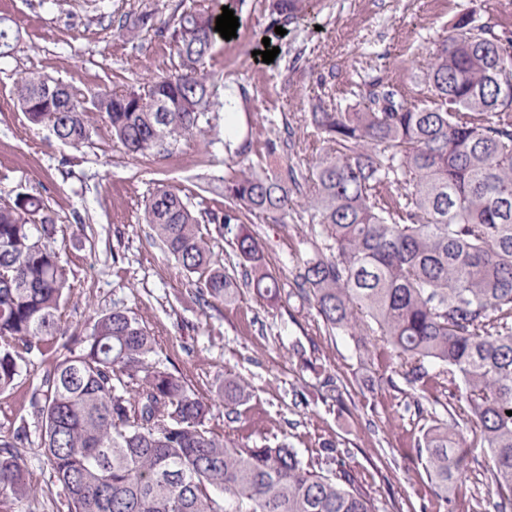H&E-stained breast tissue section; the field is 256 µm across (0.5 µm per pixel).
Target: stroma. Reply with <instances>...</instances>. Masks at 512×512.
<instances>
[{
	"label": "stroma",
	"mask_w": 512,
	"mask_h": 512,
	"mask_svg": "<svg viewBox=\"0 0 512 512\" xmlns=\"http://www.w3.org/2000/svg\"><path fill=\"white\" fill-rule=\"evenodd\" d=\"M178 0H0L20 40L0 59V201L17 193L42 199L56 224L55 246L71 286L65 321L84 329L96 313L120 305L142 319L173 372L211 402V425L250 443L278 438L304 458L323 441L336 443L379 512H494L499 497L484 471L488 452L468 447L469 468L454 503H446L415 447L423 429L445 423L456 402L441 389L429 396L407 385L398 359L367 355L341 333L325 332L313 303L294 297L296 275L311 250L309 227L297 220L258 219L250 230L288 298L271 303L239 288L231 302L205 307L194 287L142 219L141 203L157 182L189 198L195 208L222 213L213 189L224 166L236 162L222 141L286 142L289 162L318 144L308 127L321 86L339 90L342 106L365 104L351 93L364 76L417 100V83L436 43L452 35L463 12L497 22L512 36V10L490 0H330L328 8L276 40L272 63L255 60L267 24L263 0H248L234 38L217 39L206 68L238 91L234 113L216 107L206 138L183 139L149 161L124 154L108 123L95 118L80 148L56 140L18 111L14 83L36 71L80 89L85 96L122 86L141 89L171 73L175 50L149 31L136 42L115 20L144 6L168 18ZM340 379L331 396L327 379ZM244 382L249 401L236 422L224 416L225 380ZM28 376L0 394V438L30 419Z\"/></svg>",
	"instance_id": "obj_1"
}]
</instances>
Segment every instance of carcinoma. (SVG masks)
Returning <instances> with one entry per match:
<instances>
[{
    "mask_svg": "<svg viewBox=\"0 0 512 512\" xmlns=\"http://www.w3.org/2000/svg\"><path fill=\"white\" fill-rule=\"evenodd\" d=\"M267 31L297 26L324 0H265ZM247 0H180L168 19L144 8L125 15L129 42L156 31L176 51L174 72L142 90L92 100L30 72L15 84L28 121L78 148L92 116L103 117L125 153L150 158L205 133L219 86L206 70L222 7ZM437 43L415 103L364 83L369 104L319 99L310 124L323 147L299 165L281 162L272 139L257 161L224 169V214H202L165 184L144 198L143 216L195 286L196 301H228L239 284L266 300L283 283L249 233V216L285 222L294 194L312 188L297 219L309 218L312 252L296 296L314 302L324 327L357 338L364 326L401 359L406 382L450 385L460 413L416 441L432 481L452 502L463 484L459 454L470 424L489 450L488 480L512 509V39L470 12ZM19 32L0 17V58ZM232 236L242 282L224 270L202 221ZM56 227L38 197L0 204V394L34 359L55 356L29 400L43 448L40 480L23 449L29 426L0 439V512H21L57 487L56 512H377L362 484L322 443L336 469L284 442L251 445L210 425V403L156 357L146 325L119 305L93 317L86 335L62 326L70 290L54 246ZM250 398L224 381L228 413Z\"/></svg>",
    "mask_w": 512,
    "mask_h": 512,
    "instance_id": "obj_1",
    "label": "carcinoma"
}]
</instances>
